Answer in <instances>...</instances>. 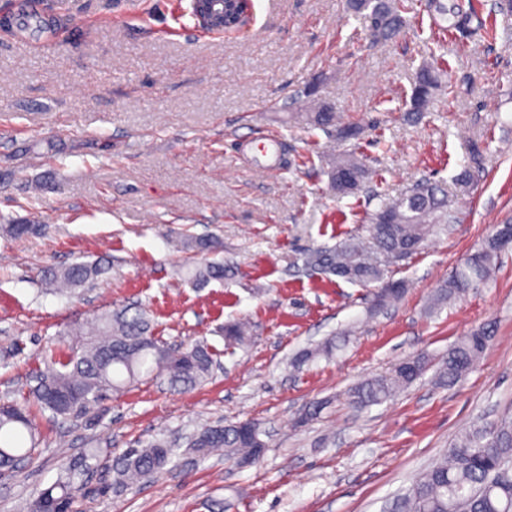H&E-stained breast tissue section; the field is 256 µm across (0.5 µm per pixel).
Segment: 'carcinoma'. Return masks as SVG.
Returning <instances> with one entry per match:
<instances>
[{"label":"carcinoma","instance_id":"carcinoma-1","mask_svg":"<svg viewBox=\"0 0 512 512\" xmlns=\"http://www.w3.org/2000/svg\"><path fill=\"white\" fill-rule=\"evenodd\" d=\"M348 11L369 23L373 38L380 42L391 38L404 23L411 9L409 0H348ZM432 15L459 32L482 35L486 27L474 0H428ZM444 69L439 61L424 66L418 76L408 112L429 109L440 89ZM312 129H319L338 142L358 138L361 127H340L335 113L322 108L317 112H296ZM330 179L338 174L353 177L355 186L343 192L349 196L359 190L368 177V169L353 152L333 157ZM368 236L352 235L337 247L306 253L304 264L348 282L369 285L384 281L388 268L415 254L433 224L448 229L456 217L448 209L447 193L436 183L423 180L408 194L384 201L368 214ZM42 226L34 220L0 225V236L22 239L39 236ZM182 247L204 255L187 270L197 285L224 279V263L210 261L207 255L223 248L213 238L183 241ZM501 250L487 245L470 255L444 284L437 288L433 305L463 295L485 281ZM102 263L75 262L50 267L44 272L49 290L74 294L104 276ZM492 340V330L483 326L458 339L448 348V356L439 368V381L450 386L458 383L480 359ZM215 353L208 344L188 342L172 347L154 334L147 312L141 308L102 311L93 317L91 338L77 343L45 368L36 372L35 385L23 401L0 402V474L17 471L39 446V434L32 420V409L49 411L55 417L88 416L105 397L136 383L142 375L163 378L173 388L196 387L206 382L215 364ZM426 360L418 356L397 362L386 375L369 379L347 393L355 407H368L390 399L399 389L421 378ZM264 431L255 421L229 425H205L188 443L199 459L215 454L227 458H260L266 447ZM178 455L172 440L155 439L126 450L112 463V490L116 493L163 470ZM512 464V415L493 422H480L462 432L448 454L417 479L396 500L397 512H512V480H498L502 464ZM81 485L76 473L63 468L57 480L29 504L28 512H74Z\"/></svg>","mask_w":512,"mask_h":512}]
</instances>
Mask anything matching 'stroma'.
I'll return each instance as SVG.
<instances>
[{"label": "stroma", "mask_w": 512, "mask_h": 512, "mask_svg": "<svg viewBox=\"0 0 512 512\" xmlns=\"http://www.w3.org/2000/svg\"><path fill=\"white\" fill-rule=\"evenodd\" d=\"M32 4L44 39L0 26V224L36 219L45 233L0 238V400L27 394L35 372L65 352L66 330L103 310L145 308L171 345L202 340L216 366L204 384L171 390L147 379L112 395L95 418L37 415L43 443L0 476V512H25L62 466L78 467L76 512H383L477 419L512 413V249L489 279L433 306L436 288L494 225L512 219V12L480 0L498 36L448 31L413 0L400 33L373 44L346 0H254L240 31L198 33L188 0H0V18ZM446 87L409 118L431 56ZM315 88L314 98L303 97ZM361 127L359 156L384 198L431 179L457 217L392 266L399 301L377 308V285L307 268L308 251L365 235V193L329 188L335 141L293 120L314 101ZM284 137L269 174L246 146ZM470 167L472 184L455 179ZM220 237L224 278L185 277L187 237ZM99 262L108 273L74 295L47 291L46 267ZM247 323L228 343L224 327ZM491 326L480 364L453 387L435 383L451 344ZM335 338L332 358L302 350ZM422 355L424 375L365 409L347 391ZM327 401L300 423L304 408ZM261 422L268 446L249 465L183 458L152 480L112 492V461L204 424Z\"/></svg>", "instance_id": "35a3bbf8"}]
</instances>
